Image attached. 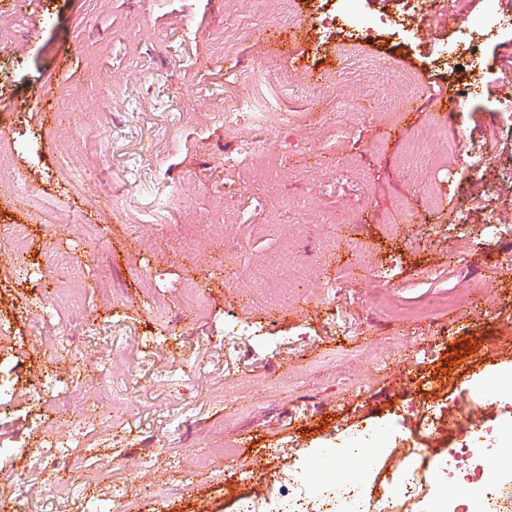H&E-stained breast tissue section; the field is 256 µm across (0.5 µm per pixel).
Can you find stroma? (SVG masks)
<instances>
[{
    "label": "stroma",
    "instance_id": "35a3bbf8",
    "mask_svg": "<svg viewBox=\"0 0 512 512\" xmlns=\"http://www.w3.org/2000/svg\"><path fill=\"white\" fill-rule=\"evenodd\" d=\"M482 9L449 0L424 30L394 27L355 47L349 29L322 28L316 0H293L289 22L281 0H0L1 20L21 19L0 58V144L33 192L27 205L0 197V225L30 233L23 257L0 238V328L11 330L0 335L10 382L0 443L17 447L0 467V512H123L130 501L137 512H242L262 492L248 475L259 457L343 486L374 478L331 457L351 437L370 433L375 462L389 467L394 433L419 448L454 445L451 430L429 434L403 405L419 388L427 404L470 410L482 383L512 368V268L482 239L487 182L462 166L403 167V144L434 121L451 137L493 138L506 166L512 130H492L495 84L463 114L425 96L407 112L399 99L411 84L452 92L456 73L431 57ZM215 33L235 55H221ZM258 61L324 93L320 111L294 100L268 114L283 167L272 189L249 178L224 132V88ZM56 82L66 94L34 106ZM461 208L466 224L447 229ZM73 214L100 225L102 240L47 230L51 216ZM48 247L83 266L76 302L59 309L52 296L68 283L39 267ZM359 252L395 267L398 306L475 276L486 290L477 307L398 323L375 308L369 269H352ZM186 282L208 301L197 321L182 313ZM240 322L257 335H232ZM406 337L434 355L377 370L381 350ZM65 384L81 387L79 410L96 421L77 456L61 445L67 425L36 424L46 405L35 389ZM220 438L239 458L196 473ZM52 453L68 463L67 485L32 484L15 501L14 480Z\"/></svg>",
    "mask_w": 512,
    "mask_h": 512
}]
</instances>
